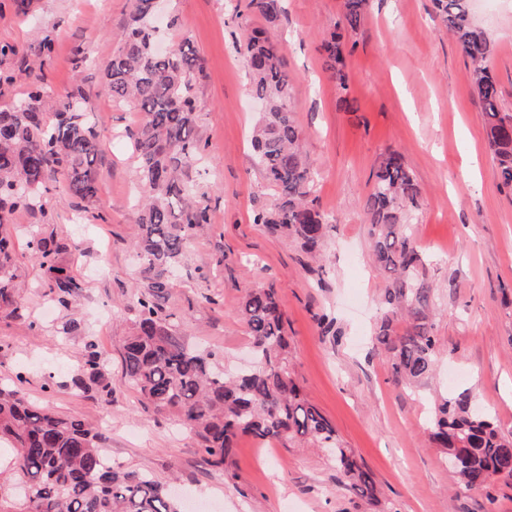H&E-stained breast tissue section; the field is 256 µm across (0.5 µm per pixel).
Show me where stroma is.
<instances>
[{
    "mask_svg": "<svg viewBox=\"0 0 512 512\" xmlns=\"http://www.w3.org/2000/svg\"><path fill=\"white\" fill-rule=\"evenodd\" d=\"M245 0H161L164 47L189 39L205 69L195 85L197 133L205 151L194 179L210 222L188 244L161 306L176 330L229 368L247 367L250 336L237 315L244 292L275 287L292 341V372L355 458L370 470L374 498L341 481L328 452L239 438L223 466L207 465L196 439L145 408L124 378L121 336L136 318L143 285L133 250L138 177L125 132L133 105L103 93L104 70L120 46L129 0H33L20 16L0 0V45L15 48L0 69V109L26 96L29 70L41 69L49 96L78 89L84 119L101 132L98 199L72 197L64 177L42 205L18 210L12 307L0 310V381L22 378L33 404L102 431L114 464L176 481L185 512H512V481L492 495L456 493L455 477L425 428L437 398L468 392L503 433L512 432V189L495 174L469 59L436 18L433 0H368L363 25L346 39L347 88L324 67L319 45L340 0H284L274 32L291 78V108L306 134L316 179L313 197L332 224L321 261L292 239L268 234L253 213L274 203L256 165L249 132L259 114L237 52ZM493 43L491 66L502 106L512 113V0L473 5ZM51 39L44 56L39 46ZM389 150L402 154L419 185L411 228L435 287L433 334L441 354L419 392L396 385L391 360L373 336L383 275L371 261L362 203ZM67 244L60 256L82 285L63 307L29 249V228ZM106 360L111 394L74 391L87 346Z\"/></svg>",
    "mask_w": 512,
    "mask_h": 512,
    "instance_id": "stroma-1",
    "label": "stroma"
}]
</instances>
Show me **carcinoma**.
Returning a JSON list of instances; mask_svg holds the SVG:
<instances>
[{
    "mask_svg": "<svg viewBox=\"0 0 512 512\" xmlns=\"http://www.w3.org/2000/svg\"><path fill=\"white\" fill-rule=\"evenodd\" d=\"M434 2L448 33L470 59L468 80L480 104L496 175L512 188V115L502 109L490 69L492 42L472 21L471 0ZM366 7L367 0H342L336 29L321 41L326 71L343 89L345 52L336 30H358ZM247 9L267 25L247 29L240 48L248 62L249 91L265 104L251 145L276 193L271 207L254 212L253 223L297 240L317 257L330 220L312 199L314 171L303 150L306 133L293 118L291 80L280 49L267 33L281 21L282 0H248ZM153 21V0H130L121 46L103 82L114 103H131L140 113L127 137L143 189L135 245L145 284L136 292L138 318L123 339L125 378L145 407L176 417L193 433L215 466L231 457L241 435L265 443L310 444L328 449L345 484L370 499L376 490L372 474L357 463L331 421L305 399L292 376L285 316L275 288L249 290L239 303L238 314L257 360L247 373H224L215 354L194 348L161 314L159 300L172 288L170 273L209 217L190 179L204 151L193 93L203 60L185 39L169 54L158 53ZM83 103L79 94L49 102L37 80L25 99L0 111V308L14 303L9 216L35 208L47 183L60 174L71 194L87 202L97 199L94 164L102 135L83 120ZM373 179L362 212L373 260L387 281L374 340L390 354L395 381L411 386L433 372L439 351L432 334L434 286L419 277L423 258L407 222L408 212L418 208L420 190L395 150L379 159ZM28 245L46 271L55 300L67 305L76 299L81 286L57 261V249L37 231ZM21 384L19 376L17 382L0 386V442L13 448L9 472L19 488L10 491L0 483V512H184L150 474L113 464L100 432L28 402ZM92 384L111 391L103 361L91 346L74 385L87 390ZM428 430L448 455L458 488L483 490L512 480V435L475 409L469 394L442 399Z\"/></svg>",
    "mask_w": 512,
    "mask_h": 512,
    "instance_id": "cac0c4a2",
    "label": "carcinoma"
}]
</instances>
